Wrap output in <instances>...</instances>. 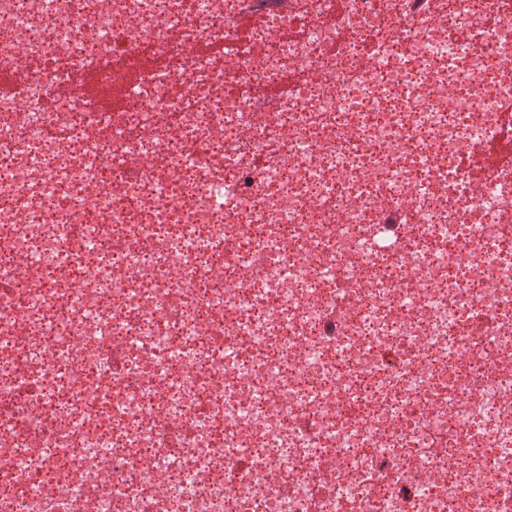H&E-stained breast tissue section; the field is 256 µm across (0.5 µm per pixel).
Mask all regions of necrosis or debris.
<instances>
[{"label": "necrosis or debris", "mask_w": 512, "mask_h": 512, "mask_svg": "<svg viewBox=\"0 0 512 512\" xmlns=\"http://www.w3.org/2000/svg\"><path fill=\"white\" fill-rule=\"evenodd\" d=\"M18 67L0 512H512V0H0ZM165 65L164 58L146 48L134 62L113 59V68L124 71V79L120 83L102 82L98 75L92 72L78 74L72 83L78 85L87 97L94 99L102 112H112L125 105L143 72L161 69Z\"/></svg>", "instance_id": "4bbe7bcc"}]
</instances>
